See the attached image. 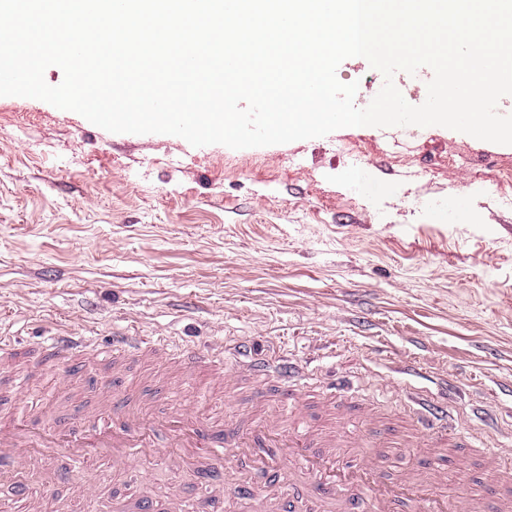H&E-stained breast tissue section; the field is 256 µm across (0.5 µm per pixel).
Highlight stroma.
Returning <instances> with one entry per match:
<instances>
[{"mask_svg": "<svg viewBox=\"0 0 512 512\" xmlns=\"http://www.w3.org/2000/svg\"><path fill=\"white\" fill-rule=\"evenodd\" d=\"M361 157L374 192L347 179ZM463 199L466 210L453 208ZM137 330L236 361L291 360L316 385L377 402L386 424L413 413L411 390L447 403L456 432H485L512 458V145L442 126L344 127L287 144L201 147L168 134L112 133L45 101L0 97V336L19 346L58 330ZM114 395L153 408L245 420L260 378L213 390L132 361L100 368ZM80 360L15 387L0 368V424L31 409L48 421L95 405ZM431 471L455 494L497 476L428 449L392 451L391 473ZM165 512L202 502L196 464H140ZM88 489L90 512L128 503L109 475L54 486ZM230 512H281L261 470L224 475Z\"/></svg>", "mask_w": 512, "mask_h": 512, "instance_id": "35a3bbf8", "label": "stroma"}]
</instances>
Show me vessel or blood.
<instances>
[{"label":"vessel or blood","mask_w":512,"mask_h":512,"mask_svg":"<svg viewBox=\"0 0 512 512\" xmlns=\"http://www.w3.org/2000/svg\"><path fill=\"white\" fill-rule=\"evenodd\" d=\"M43 351L50 360L78 353L93 356L97 362L117 364L143 357L161 358L183 370H208L216 383L235 379L245 371L280 385L281 391L272 409L251 420L248 430L223 426L221 419L210 417L187 423L179 412L152 415L139 409L116 411L113 406L86 411L77 422L48 425L27 412H20L10 423L0 425V478L13 481L27 503V512H42L41 491L29 490L24 480L25 466L44 448H64L78 466L97 462L110 468L132 465L136 454L165 446L175 449L179 459L206 451L208 459L234 462L250 457L265 469L282 460L295 459L309 473L315 488L313 498L321 503L335 497L342 486L361 487L370 492L377 512H401L404 505H421L423 512H512V484L498 486L493 496L475 492L461 500L433 492L432 482L413 467H405L399 480L386 478L373 456H352V441L340 429L318 430L299 422L303 392L313 385L288 361L267 366L255 359L227 365L224 349L211 347L200 352L185 347L160 346L144 337L125 334L113 337L111 346L98 347L84 336L49 337ZM420 411L412 417L413 445L417 448H457L469 454H482L486 469L500 472L499 457L483 454L479 437L453 434L448 430V408L427 398H419ZM288 415L297 425L287 439H280L279 418Z\"/></svg>","instance_id":"1"}]
</instances>
